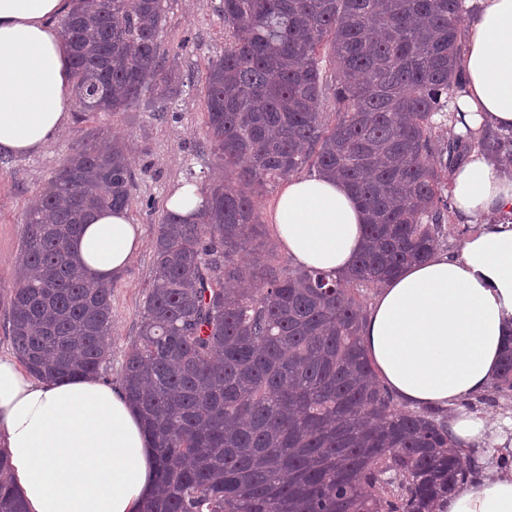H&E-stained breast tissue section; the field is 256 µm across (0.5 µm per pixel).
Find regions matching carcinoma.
I'll list each match as a JSON object with an SVG mask.
<instances>
[{
  "label": "carcinoma",
  "instance_id": "carcinoma-1",
  "mask_svg": "<svg viewBox=\"0 0 512 512\" xmlns=\"http://www.w3.org/2000/svg\"><path fill=\"white\" fill-rule=\"evenodd\" d=\"M165 0H77L61 24L84 114L119 112L179 75L158 37ZM464 0H223L224 54L204 111L224 182L197 221H158L155 274L121 383L157 451L143 512H438L470 473L448 418L399 407L362 346L365 285L437 253L449 175L470 142L512 159V129L436 135L462 88ZM332 97L333 117L317 110ZM307 167L361 202L366 245L333 280L277 264L254 193ZM124 146L73 147L23 214L10 335L32 375L99 374L112 284L74 259L84 220L127 209ZM512 397L506 348L483 400ZM0 512H25L0 455Z\"/></svg>",
  "mask_w": 512,
  "mask_h": 512
}]
</instances>
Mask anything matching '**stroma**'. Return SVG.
I'll return each instance as SVG.
<instances>
[{"label": "stroma", "mask_w": 512, "mask_h": 512, "mask_svg": "<svg viewBox=\"0 0 512 512\" xmlns=\"http://www.w3.org/2000/svg\"><path fill=\"white\" fill-rule=\"evenodd\" d=\"M222 0H167L159 33L160 52L175 65L180 88L169 102L171 116L154 114L155 92L139 105L94 117L73 116L61 135L41 151L25 156L0 155V351L11 352L8 331L10 290L21 244L23 213L60 166L72 146L107 134L120 140L135 176L131 223L141 245L124 274L112 285V328L101 379L119 382L126 353L138 336L139 311L153 281L158 220L170 193L188 177L213 182L224 177V162L206 150L208 127L203 105L207 63L224 52Z\"/></svg>", "instance_id": "stroma-1"}]
</instances>
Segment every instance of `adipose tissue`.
Returning a JSON list of instances; mask_svg holds the SVG:
<instances>
[{
  "mask_svg": "<svg viewBox=\"0 0 512 512\" xmlns=\"http://www.w3.org/2000/svg\"><path fill=\"white\" fill-rule=\"evenodd\" d=\"M463 32L455 97L473 130L512 127V0H477ZM69 0H0V154L54 141L70 119V70L55 21ZM460 219L496 216L459 256L411 264L380 288L363 339L381 383L408 409L448 408L484 392L512 341V165L471 151L451 178ZM294 263L335 278L364 242V213L346 186L289 177L272 213ZM141 244L126 211L91 214L75 252L90 279L119 277ZM0 452L27 512H139L155 485L153 445L122 385L29 375L0 353ZM444 512H512V474L485 469Z\"/></svg>",
  "mask_w": 512,
  "mask_h": 512,
  "instance_id": "obj_1",
  "label": "adipose tissue"
}]
</instances>
